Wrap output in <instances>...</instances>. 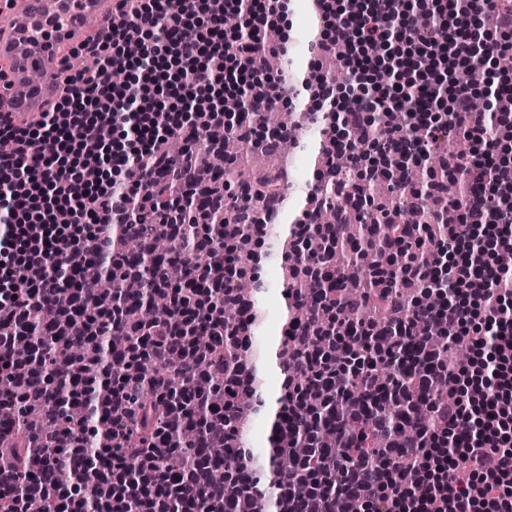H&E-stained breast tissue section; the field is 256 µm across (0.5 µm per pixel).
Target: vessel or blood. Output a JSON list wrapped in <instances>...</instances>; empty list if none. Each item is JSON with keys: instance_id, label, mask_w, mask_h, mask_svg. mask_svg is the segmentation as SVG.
<instances>
[{"instance_id": "obj_1", "label": "vessel or blood", "mask_w": 512, "mask_h": 512, "mask_svg": "<svg viewBox=\"0 0 512 512\" xmlns=\"http://www.w3.org/2000/svg\"><path fill=\"white\" fill-rule=\"evenodd\" d=\"M19 26L0 37V59L13 63L10 88L0 87V112L28 120L47 111L61 96L59 79L63 48L89 27L112 23L113 0H17ZM68 25L55 30L56 17Z\"/></svg>"}]
</instances>
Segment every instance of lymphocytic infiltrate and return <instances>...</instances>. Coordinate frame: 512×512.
Listing matches in <instances>:
<instances>
[{"mask_svg": "<svg viewBox=\"0 0 512 512\" xmlns=\"http://www.w3.org/2000/svg\"><path fill=\"white\" fill-rule=\"evenodd\" d=\"M117 22L80 48L88 70L64 71L60 100L33 122L0 112V410L23 416L24 462L0 448V512H171L180 494L190 512H257L265 493L247 471L207 476L220 451L243 453L240 426L260 407L250 363L225 371L227 333L249 337L259 279L239 261L265 245L275 198L210 182L197 160L211 129L262 150L287 128L260 113L286 103L280 77L265 62L285 52L284 0H116ZM315 61L340 60L338 81L314 73L309 98L336 104L344 140H328L318 181L334 179L336 157L351 161L357 184L386 177L393 162L423 167L440 144L462 141L465 158L442 157L465 188L448 198L430 181L426 208L381 214L348 241L344 222L314 236L315 209L291 229L297 260L292 298L309 312L291 326L287 375L302 379L289 405L309 420L307 447L278 439L293 455L288 486L303 488L302 512H512V73L496 61L512 54V0H321ZM238 12L241 26H225ZM249 91L255 110L227 113L226 99ZM492 91L493 112L474 98ZM404 114L372 138L382 112ZM187 147L171 152V140ZM203 200L224 216V233L188 226L182 199ZM454 221L434 235L425 211ZM249 233H242L243 217ZM170 238L182 270L169 314L129 320L125 296L162 283L128 256L125 241ZM373 250L378 264L337 269V245ZM409 281L417 296H402ZM96 308L87 318V308ZM242 310L225 327L223 312ZM427 325L441 348L422 343L412 368L387 348ZM210 335L209 349L185 332ZM123 354L119 384L97 387L109 347ZM189 370L185 383L143 380L134 355ZM75 404L49 411L53 389ZM183 390L193 407L223 403L197 434L190 460L169 447L184 408L168 409L161 434L144 448L130 439L140 395ZM106 427L92 434L94 415ZM336 428L334 447L317 431ZM223 450H216V442ZM133 467H126V459Z\"/></svg>", "mask_w": 512, "mask_h": 512, "instance_id": "1", "label": "lymphocytic infiltrate"}]
</instances>
